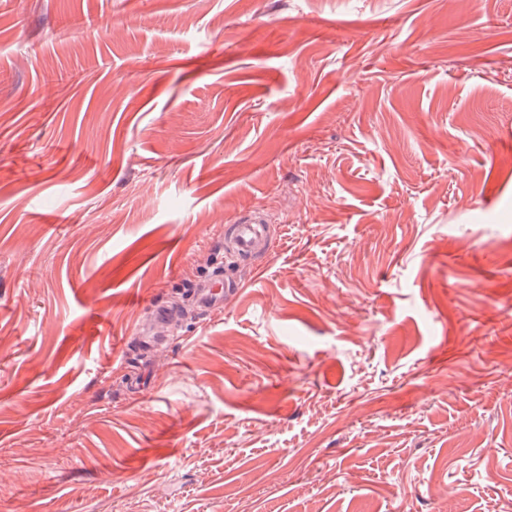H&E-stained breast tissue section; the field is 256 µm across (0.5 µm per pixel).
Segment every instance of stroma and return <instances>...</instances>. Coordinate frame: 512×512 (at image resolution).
I'll return each instance as SVG.
<instances>
[{
	"instance_id": "stroma-1",
	"label": "stroma",
	"mask_w": 512,
	"mask_h": 512,
	"mask_svg": "<svg viewBox=\"0 0 512 512\" xmlns=\"http://www.w3.org/2000/svg\"><path fill=\"white\" fill-rule=\"evenodd\" d=\"M510 374L512 0H0V512H512ZM231 227L233 233L227 257L232 264L240 260H249L266 249L262 243V238L265 237V226L260 220H255L252 224H233ZM237 286L238 284L233 279L226 276L223 277L222 274H217L207 285L196 288L195 292L198 295L202 307L212 308L220 302L225 288H234Z\"/></svg>"
}]
</instances>
